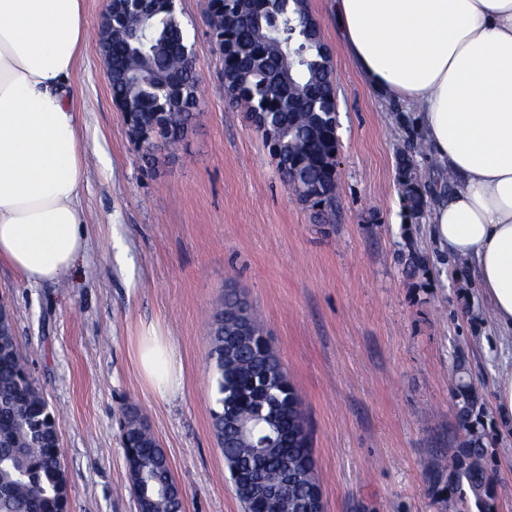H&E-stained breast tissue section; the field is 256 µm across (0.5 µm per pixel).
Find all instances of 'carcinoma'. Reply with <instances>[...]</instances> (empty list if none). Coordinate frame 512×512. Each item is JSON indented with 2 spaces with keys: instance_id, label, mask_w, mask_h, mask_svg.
<instances>
[{
  "instance_id": "carcinoma-1",
  "label": "carcinoma",
  "mask_w": 512,
  "mask_h": 512,
  "mask_svg": "<svg viewBox=\"0 0 512 512\" xmlns=\"http://www.w3.org/2000/svg\"><path fill=\"white\" fill-rule=\"evenodd\" d=\"M308 0H208L207 20L219 46L223 78L231 101L256 115L254 126L276 160L283 180L296 171L315 187L328 178L336 150L335 83L323 69L322 30L302 31ZM112 99L135 113L145 150L161 143L171 149L183 139L195 113L194 102L177 105L181 94L197 90L192 50L184 40L175 0H112ZM304 109L288 111V101ZM409 152L398 157L396 182L411 215L424 195L413 176ZM213 321L208 371L216 408L214 435L234 477L243 471L276 483L284 470L294 473L297 490L310 496L319 487L310 433L295 388L272 351L259 350L261 326L233 292L224 294ZM246 321L250 341L233 356L224 355V324ZM457 418L466 438L446 465L429 472L433 495L447 494L457 512H496L491 477L497 449L484 427V404L475 386L458 378L464 361L451 368ZM130 489L142 512H181L183 492L164 448L135 411L125 416L123 433ZM244 512H288L251 499L242 482L232 480ZM68 484L61 465L56 416L22 361L13 319L0 308V512H64Z\"/></svg>"
}]
</instances>
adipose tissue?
I'll list each match as a JSON object with an SVG mask.
<instances>
[{
  "label": "adipose tissue",
  "mask_w": 512,
  "mask_h": 512,
  "mask_svg": "<svg viewBox=\"0 0 512 512\" xmlns=\"http://www.w3.org/2000/svg\"><path fill=\"white\" fill-rule=\"evenodd\" d=\"M361 82L412 113L439 178L430 232L472 263L512 342V0H333ZM82 0H0V265L30 287L64 281L89 248L86 156L69 91L86 41ZM159 397L183 366L155 327L134 344Z\"/></svg>",
  "instance_id": "adipose-tissue-1"
}]
</instances>
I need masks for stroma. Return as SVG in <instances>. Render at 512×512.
I'll return each instance as SVG.
<instances>
[{"label": "stroma", "mask_w": 512, "mask_h": 512, "mask_svg": "<svg viewBox=\"0 0 512 512\" xmlns=\"http://www.w3.org/2000/svg\"><path fill=\"white\" fill-rule=\"evenodd\" d=\"M104 0H83L89 37L73 74L87 253L68 281L35 288L0 266V301L52 410L69 488L67 512H138L121 420L132 407L171 462L184 512H243L213 433L206 371L214 307L244 297L302 400L324 512H454L428 473L459 428L450 369L463 359L497 450V512H512V433L500 431L502 361L475 274L412 217L396 159L415 138L396 103L360 82L336 40L329 0H308L331 52L340 167L328 215L301 204L245 111L224 91L207 0H177L200 106L177 149L152 153L112 101L98 29ZM427 256L412 275L409 254ZM152 325L184 367L159 398L134 361Z\"/></svg>", "instance_id": "stroma-1"}]
</instances>
